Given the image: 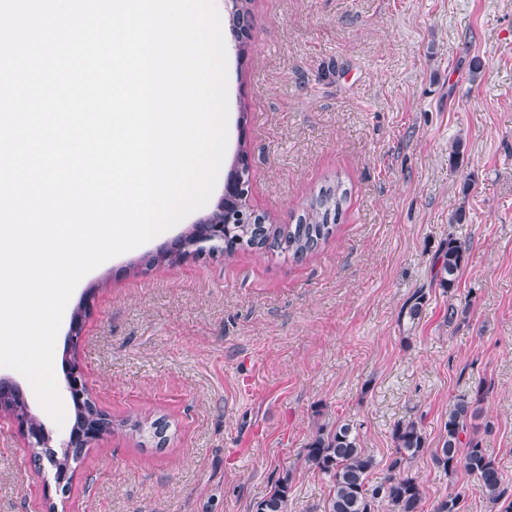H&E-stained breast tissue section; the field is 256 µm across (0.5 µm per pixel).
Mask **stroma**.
<instances>
[{
	"label": "stroma",
	"instance_id": "stroma-1",
	"mask_svg": "<svg viewBox=\"0 0 512 512\" xmlns=\"http://www.w3.org/2000/svg\"><path fill=\"white\" fill-rule=\"evenodd\" d=\"M251 34L243 59L224 38L225 166L246 141L251 204L277 223L338 177L347 209L301 262L246 248L146 266L215 208L219 183L79 281L67 307L91 301L79 356L97 404L167 431L161 447L118 428L95 440L66 512H255L285 471L288 512H325L329 479L303 459L318 427L353 424L378 481L394 425L417 420L437 447L464 394L480 395L475 438L512 490V0H254ZM452 236L468 255L447 293L434 264ZM420 288L421 318L401 319ZM412 471L423 512L460 489L468 512H490L464 471L426 455ZM46 478L0 415V512H43Z\"/></svg>",
	"mask_w": 512,
	"mask_h": 512
}]
</instances>
